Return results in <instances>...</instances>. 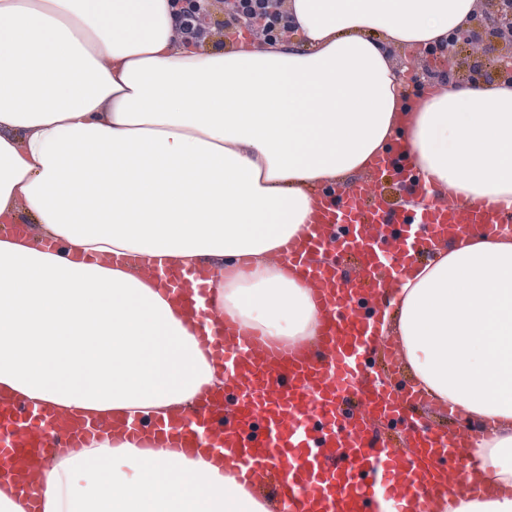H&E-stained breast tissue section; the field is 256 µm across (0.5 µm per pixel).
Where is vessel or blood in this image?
<instances>
[{
  "label": "vessel or blood",
  "instance_id": "obj_1",
  "mask_svg": "<svg viewBox=\"0 0 512 512\" xmlns=\"http://www.w3.org/2000/svg\"><path fill=\"white\" fill-rule=\"evenodd\" d=\"M405 190L412 173L392 157L377 158L372 177L351 183L336 205L320 206L312 224L288 239L277 261L301 275L321 323L309 341L274 343L225 320L220 335L200 341L229 392L203 394L196 412L180 421L146 427L141 417L79 420L66 413L0 396V485L39 512L36 473L52 448L78 451L106 431L152 450L207 445L227 455L236 479L271 512H445L453 499L481 498L491 486L464 457L468 434L456 408L434 406L436 418L415 420L431 400L405 367L394 338H376L368 310L406 273L412 255L431 251L439 238L474 230L488 237L512 224V207L451 198L420 217L428 237H413V219L394 208L374 179ZM339 247L340 263L320 255ZM169 291L207 304L218 276L205 271L165 273ZM432 405V404H431ZM447 461L445 472L427 460Z\"/></svg>",
  "mask_w": 512,
  "mask_h": 512
}]
</instances>
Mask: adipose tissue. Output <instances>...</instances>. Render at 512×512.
<instances>
[{"label":"adipose tissue","mask_w":512,"mask_h":512,"mask_svg":"<svg viewBox=\"0 0 512 512\" xmlns=\"http://www.w3.org/2000/svg\"><path fill=\"white\" fill-rule=\"evenodd\" d=\"M289 33L184 44L175 0H0V391L158 422L223 388L179 298L115 264L223 272L215 310L314 336L308 287L274 260L346 179L399 153L429 196L512 205V87L408 95L398 54L473 27L478 0H284ZM396 337L432 398L512 486V234L438 242L395 290ZM497 429L483 436L487 420ZM42 512H268L209 449L105 438L44 469Z\"/></svg>","instance_id":"1"}]
</instances>
